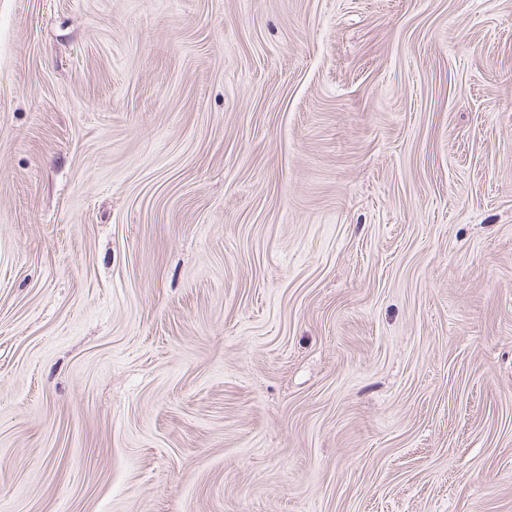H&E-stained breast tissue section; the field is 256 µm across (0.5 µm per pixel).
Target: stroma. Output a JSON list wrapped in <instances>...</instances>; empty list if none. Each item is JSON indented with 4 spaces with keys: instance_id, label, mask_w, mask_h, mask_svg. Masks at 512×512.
I'll return each mask as SVG.
<instances>
[{
    "instance_id": "35a3bbf8",
    "label": "stroma",
    "mask_w": 512,
    "mask_h": 512,
    "mask_svg": "<svg viewBox=\"0 0 512 512\" xmlns=\"http://www.w3.org/2000/svg\"><path fill=\"white\" fill-rule=\"evenodd\" d=\"M0 512H512V0H0Z\"/></svg>"
}]
</instances>
